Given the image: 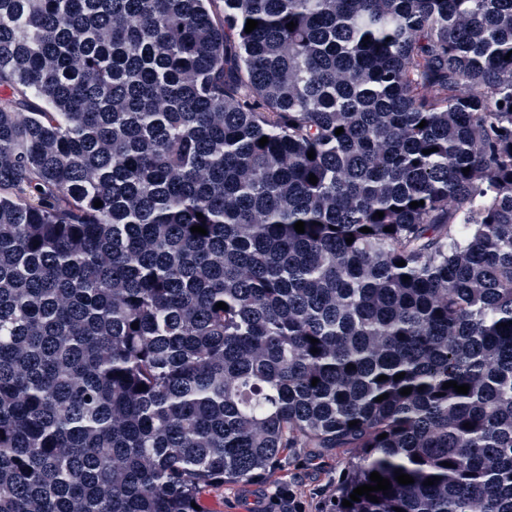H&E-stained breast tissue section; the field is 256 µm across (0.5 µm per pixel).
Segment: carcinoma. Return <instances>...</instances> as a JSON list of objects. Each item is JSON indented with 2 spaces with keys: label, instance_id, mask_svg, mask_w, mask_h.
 <instances>
[{
  "label": "carcinoma",
  "instance_id": "obj_1",
  "mask_svg": "<svg viewBox=\"0 0 512 512\" xmlns=\"http://www.w3.org/2000/svg\"><path fill=\"white\" fill-rule=\"evenodd\" d=\"M216 2L0 0V512H512V0ZM353 461V452L347 448L327 449L318 457L308 448H294L265 478L226 483L223 488L203 493L202 501L211 510L208 512H278L276 500L281 489L288 487L281 493L287 512L305 511L297 497L305 503L306 512L325 511Z\"/></svg>",
  "mask_w": 512,
  "mask_h": 512
}]
</instances>
